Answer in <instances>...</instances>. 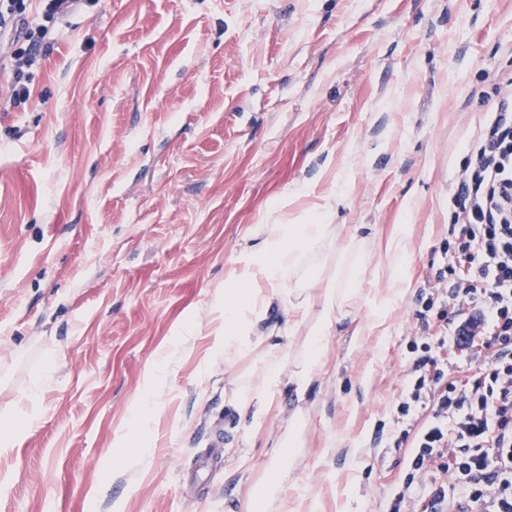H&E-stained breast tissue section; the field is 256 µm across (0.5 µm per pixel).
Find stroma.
<instances>
[{"mask_svg": "<svg viewBox=\"0 0 512 512\" xmlns=\"http://www.w3.org/2000/svg\"><path fill=\"white\" fill-rule=\"evenodd\" d=\"M49 30L29 100L0 69V512H249L298 416L276 502L387 512L421 296L469 146L512 95V0H89ZM322 213L339 230L311 286L359 229L363 297L307 401L281 385L246 431L229 397L291 366L264 345L225 364V282L266 215ZM405 222L396 298L373 270Z\"/></svg>", "mask_w": 512, "mask_h": 512, "instance_id": "stroma-1", "label": "stroma"}]
</instances>
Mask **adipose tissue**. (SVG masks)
Masks as SVG:
<instances>
[{
    "mask_svg": "<svg viewBox=\"0 0 512 512\" xmlns=\"http://www.w3.org/2000/svg\"><path fill=\"white\" fill-rule=\"evenodd\" d=\"M334 233L335 229L330 224H278L266 221L257 225L255 235L261 240V248L239 259V267L230 275L224 291L225 362H232L234 355L256 348L257 343L251 338L253 326L266 314L272 301H279L287 310H298L309 305L311 296L303 286L300 273L302 260L307 254L324 248ZM410 244V225H396L387 242L386 260L374 269L375 277L386 279L399 288L409 287L410 281L404 270ZM358 292L359 283L355 280L345 288L328 286L322 296L321 312L308 328L299 353L285 351V358L292 364L285 379L293 385L298 399H305L315 380V369L323 354L325 340L338 314L343 313ZM281 379L284 377L277 370H269L261 390L236 397L233 405L239 416L251 419L253 424H261ZM300 442L301 424L295 420L288 427L287 444L277 447L280 467L269 471L264 486L257 488L253 494L250 505L252 512H268L270 502L267 489L282 482L286 474L284 463L289 460L293 447Z\"/></svg>",
    "mask_w": 512,
    "mask_h": 512,
    "instance_id": "ef3b65f1",
    "label": "adipose tissue"
}]
</instances>
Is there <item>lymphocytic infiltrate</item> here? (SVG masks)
<instances>
[{"instance_id": "lymphocytic-infiltrate-1", "label": "lymphocytic infiltrate", "mask_w": 512, "mask_h": 512, "mask_svg": "<svg viewBox=\"0 0 512 512\" xmlns=\"http://www.w3.org/2000/svg\"><path fill=\"white\" fill-rule=\"evenodd\" d=\"M81 0H0V57L15 60L10 98L28 99L23 67L48 33V21ZM460 231L445 249L436 281L455 276L447 293L427 295L412 337L395 413L405 421L424 409L420 428L400 433L410 443L408 474L388 512H512V98L499 100L473 142L453 196ZM476 349L471 382L449 381L448 348Z\"/></svg>"}]
</instances>
